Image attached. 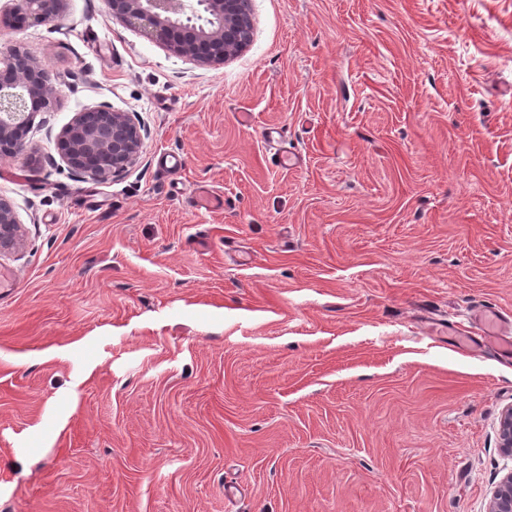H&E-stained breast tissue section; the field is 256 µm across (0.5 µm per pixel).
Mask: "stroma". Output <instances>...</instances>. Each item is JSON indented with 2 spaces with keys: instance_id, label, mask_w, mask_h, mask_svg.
<instances>
[{
  "instance_id": "35a3bbf8",
  "label": "stroma",
  "mask_w": 512,
  "mask_h": 512,
  "mask_svg": "<svg viewBox=\"0 0 512 512\" xmlns=\"http://www.w3.org/2000/svg\"><path fill=\"white\" fill-rule=\"evenodd\" d=\"M249 7L213 67L107 0L0 32L59 91L0 158V512H489L512 471V362L443 331L512 316V0ZM102 104L147 132L104 182L56 148ZM20 222L12 205L0 199V253L14 247L20 236Z\"/></svg>"
}]
</instances>
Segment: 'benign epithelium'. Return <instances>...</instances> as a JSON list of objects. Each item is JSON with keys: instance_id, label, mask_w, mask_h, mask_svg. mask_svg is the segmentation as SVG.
<instances>
[{"instance_id": "7a95c632", "label": "benign epithelium", "mask_w": 512, "mask_h": 512, "mask_svg": "<svg viewBox=\"0 0 512 512\" xmlns=\"http://www.w3.org/2000/svg\"><path fill=\"white\" fill-rule=\"evenodd\" d=\"M66 0H14L0 15V28L14 29L17 20L45 23L62 17ZM112 16L142 28L173 52L201 65L222 64L242 51L252 38L247 0H108ZM56 94L51 75L36 58L16 44L0 46V154L15 156L26 148L29 110L48 108ZM141 128L128 113L101 105L75 117L59 133L62 159L76 173L106 181L138 159ZM20 236L12 205L0 199V251L14 247ZM500 447L512 455V406L499 424ZM489 512H512V472L492 492Z\"/></svg>"}]
</instances>
